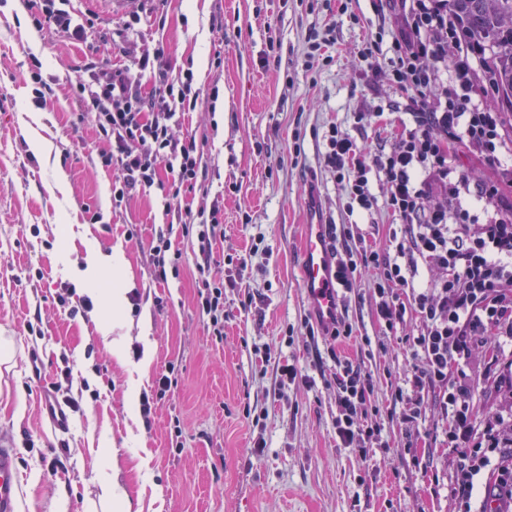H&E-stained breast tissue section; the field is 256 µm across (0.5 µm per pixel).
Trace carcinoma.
I'll use <instances>...</instances> for the list:
<instances>
[{"instance_id":"cac0c4a2","label":"carcinoma","mask_w":512,"mask_h":512,"mask_svg":"<svg viewBox=\"0 0 512 512\" xmlns=\"http://www.w3.org/2000/svg\"><path fill=\"white\" fill-rule=\"evenodd\" d=\"M477 38L492 43L490 67L499 97L512 111V0H450Z\"/></svg>"}]
</instances>
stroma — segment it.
Returning <instances> with one entry per match:
<instances>
[{"label":"stroma","instance_id":"stroma-1","mask_svg":"<svg viewBox=\"0 0 512 512\" xmlns=\"http://www.w3.org/2000/svg\"><path fill=\"white\" fill-rule=\"evenodd\" d=\"M92 20L87 41L37 29L27 0H0V442L15 448L18 512H94L108 477L141 512H457L449 493L458 449L432 401L408 435L392 394L417 364L406 339L419 322L406 310L394 330L376 315L370 276L346 296L352 334L310 339L312 310L299 263L310 208L352 224L366 247L385 248L399 219L382 181L376 201L347 214L326 166V135L339 127L359 146L392 144L406 116L387 71L393 21L379 23L373 0H73ZM325 35L322 60L306 62L307 40ZM380 40L382 74L360 56ZM163 49L176 77L192 73L204 100L177 119L175 139L195 135L203 174L182 190L192 215L219 207L224 234L202 258L195 235L171 223L158 188L112 202L113 168L94 115H81L73 86L88 57L136 67ZM381 112H373V105ZM368 112L365 128L354 116ZM42 152H33L31 138ZM66 191L54 190L57 172ZM182 257L159 279L149 254L158 237ZM121 248L129 284L113 321L79 272L89 247ZM224 285L223 337L198 307L204 281ZM91 310L70 313L66 286ZM251 307H242L245 295ZM120 340L123 360L109 344ZM47 365L36 379L25 360ZM359 365L374 385L367 452L336 442L333 355ZM293 364L288 382L279 365ZM174 366L157 397L155 380ZM78 399L67 432L41 417L42 385ZM64 463L51 470V459Z\"/></svg>","mask_w":512,"mask_h":512}]
</instances>
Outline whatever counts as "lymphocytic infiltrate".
Returning a JSON list of instances; mask_svg holds the SVG:
<instances>
[{"label": "lymphocytic infiltrate", "instance_id": "obj_1", "mask_svg": "<svg viewBox=\"0 0 512 512\" xmlns=\"http://www.w3.org/2000/svg\"><path fill=\"white\" fill-rule=\"evenodd\" d=\"M36 26L85 40L83 24L74 20L70 0H38ZM397 32L392 41L391 79L406 95L412 118L389 150L362 152L356 142L332 129L325 163L336 174L347 213L373 206L371 178L387 189V205L400 217L394 252L354 248L348 225H329L343 291H350L361 271H370L378 298L376 311L386 329L402 319L399 291L411 289L421 328L411 342L421 366L395 390L404 403L403 423L415 426L425 396L448 421V445L461 449L458 478L451 490L460 512H471L474 478L497 466L494 500L505 512L512 507V467L502 466L501 433L512 419L497 414L478 424L473 407L476 348L488 347V367L497 366L512 347V116L487 110L483 102L496 94L485 68L486 46L448 8V0H394ZM139 77L88 59L74 93L84 112L94 113L101 139L110 145L104 160L116 164L115 201L133 190L157 185L159 167L171 180L162 197L173 208L182 188L194 187L202 169L195 136L174 139L169 128L177 114L195 110L200 99L191 77L172 79L166 68L138 60ZM157 92L144 97L140 76ZM473 155L491 174L482 177L448 162L449 148ZM436 206H429L430 198ZM441 276L417 287L419 271ZM339 415L336 437L341 447H363L374 431L364 420L373 384L360 366L336 362Z\"/></svg>", "mask_w": 512, "mask_h": 512}]
</instances>
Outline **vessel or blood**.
<instances>
[{
  "instance_id": "b4317fda",
  "label": "vessel or blood",
  "mask_w": 512,
  "mask_h": 512,
  "mask_svg": "<svg viewBox=\"0 0 512 512\" xmlns=\"http://www.w3.org/2000/svg\"><path fill=\"white\" fill-rule=\"evenodd\" d=\"M300 276L308 302L324 323H331L338 313L340 286L336 278L333 251L320 218L306 226V240L300 260ZM40 412L56 431L66 432L70 410L50 390H43ZM20 476L12 449L0 447V512H17Z\"/></svg>"
}]
</instances>
